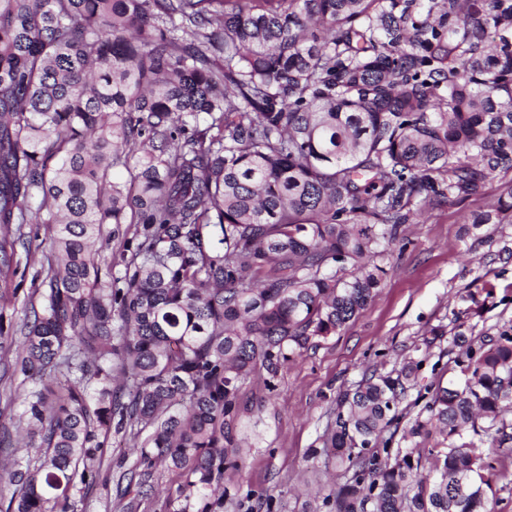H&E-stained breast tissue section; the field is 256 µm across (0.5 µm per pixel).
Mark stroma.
Returning a JSON list of instances; mask_svg holds the SVG:
<instances>
[{
	"mask_svg": "<svg viewBox=\"0 0 512 512\" xmlns=\"http://www.w3.org/2000/svg\"><path fill=\"white\" fill-rule=\"evenodd\" d=\"M511 187L512 169L491 179L485 195L427 208L402 225L396 246L376 259L386 275L358 316L335 335L313 338L287 355L275 379L260 370L243 381L239 466L224 472L223 512H328L323 499L344 480L342 469L321 452L338 395L355 388L365 373L395 371L410 359L420 363L417 388L389 429L391 446L447 447L439 433L410 438L406 432L423 410L415 402L418 391L456 380L457 333L493 336L512 327V223L476 228L464 221L494 211ZM23 231L29 248L21 252L16 274L0 281L17 328L30 307L33 279L47 264L50 236L44 224ZM22 341L17 332L0 351V512L16 490L6 465L35 454L19 424L30 388L14 370ZM141 443L131 432L108 436L102 468L109 480L87 490L85 512H123L115 482L135 464ZM491 485L490 512H512V443L499 449Z\"/></svg>",
	"mask_w": 512,
	"mask_h": 512,
	"instance_id": "stroma-1",
	"label": "stroma"
}]
</instances>
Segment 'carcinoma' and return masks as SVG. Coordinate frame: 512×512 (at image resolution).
<instances>
[{"mask_svg":"<svg viewBox=\"0 0 512 512\" xmlns=\"http://www.w3.org/2000/svg\"><path fill=\"white\" fill-rule=\"evenodd\" d=\"M509 169L512 0H0V277L23 225L54 226L16 358L40 454L14 461L5 512H78L127 429L148 435L123 512L159 466L161 512H220L242 381L358 315L401 225ZM494 219L512 188L471 223ZM116 233L127 251L94 248ZM456 346L464 382L408 430L448 439L431 483L418 449L379 443L419 363L337 397L331 512H488L512 335Z\"/></svg>","mask_w":512,"mask_h":512,"instance_id":"cac0c4a2","label":"carcinoma"}]
</instances>
